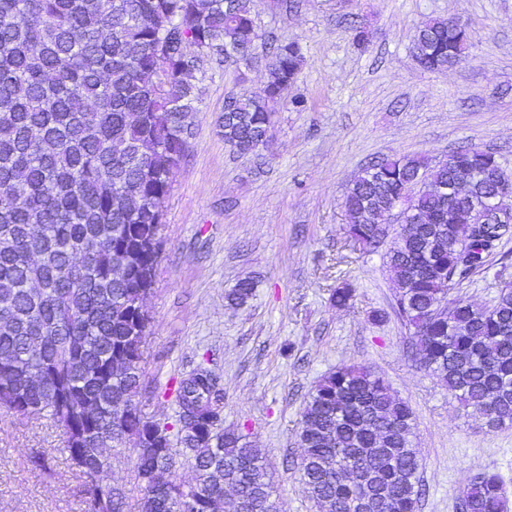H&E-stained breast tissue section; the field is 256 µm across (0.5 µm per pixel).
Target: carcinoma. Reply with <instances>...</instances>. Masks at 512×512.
I'll return each mask as SVG.
<instances>
[{
    "label": "carcinoma",
    "instance_id": "obj_1",
    "mask_svg": "<svg viewBox=\"0 0 512 512\" xmlns=\"http://www.w3.org/2000/svg\"><path fill=\"white\" fill-rule=\"evenodd\" d=\"M468 27L422 22L414 53L427 70L466 57ZM221 66L251 58L266 72L257 90L229 96L224 144L239 155L270 145V104L303 64L295 42L256 32L255 0H0V407L49 417L68 457L83 455L85 512H126V492L90 473L104 435L128 448L138 512H279L273 478L247 435L224 427L217 377L204 363L169 387L172 421L143 414L144 301L162 257L161 227L173 172L187 158L199 87L193 58ZM508 176L476 145L434 166L387 157L361 170L344 196L350 240L386 246L393 312L410 332L420 368L493 429L512 427V284L477 306L450 290L485 268L512 221L486 223L487 195ZM465 183L450 200L440 188ZM409 219L378 238L391 205ZM123 265V280L112 267ZM238 280L231 307L253 296ZM355 289L338 286L345 307ZM411 407L369 367L342 364L308 393L299 420L305 496L317 512H419V451ZM190 465L195 481L180 470ZM498 475L472 476L463 512H503Z\"/></svg>",
    "mask_w": 512,
    "mask_h": 512
}]
</instances>
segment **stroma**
Here are the masks:
<instances>
[{
	"label": "stroma",
	"instance_id": "1",
	"mask_svg": "<svg viewBox=\"0 0 512 512\" xmlns=\"http://www.w3.org/2000/svg\"><path fill=\"white\" fill-rule=\"evenodd\" d=\"M450 16L472 33L467 55L427 70L414 55V31ZM256 22L260 34L297 42L304 65L273 107L275 154L264 158L230 153L217 125L225 99L262 86L264 70L207 63L197 75L193 147L172 178L164 255L146 300L143 413L173 416L166 387L209 360L224 424L261 449L280 512H315L301 491L300 412L321 376L361 363L413 410L419 512H458L466 480L481 471L499 475L512 495V427L489 429L412 361L383 254L350 245L342 205L362 168L387 155L436 163L476 144L512 177V0H298L288 13L257 0ZM295 97L304 110L292 106ZM246 277L254 297L242 308L227 305L225 291ZM345 281L355 297L334 306L331 294ZM507 282L512 237L453 293L482 305ZM378 311L384 320H374ZM36 455L43 466L32 465ZM0 512H85L79 475L49 418L0 408Z\"/></svg>",
	"mask_w": 512,
	"mask_h": 512
}]
</instances>
